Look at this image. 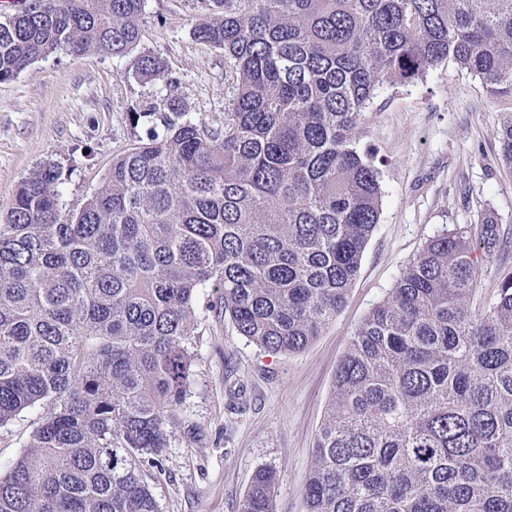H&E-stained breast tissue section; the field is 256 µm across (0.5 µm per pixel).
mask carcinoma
<instances>
[{
    "mask_svg": "<svg viewBox=\"0 0 512 512\" xmlns=\"http://www.w3.org/2000/svg\"><path fill=\"white\" fill-rule=\"evenodd\" d=\"M143 6L29 0L0 22V82L63 48L135 49ZM193 36L230 63L222 126L162 98L78 211L45 164L0 222V427L42 408L0 512H158L143 468L190 384L200 289L250 342L304 350L379 222V171L352 146L375 92L451 62L512 99V0H224ZM498 139L512 169V114ZM500 247L490 217L442 230L355 329L308 512H512V273L474 305ZM275 485L257 468L238 512H272Z\"/></svg>",
    "mask_w": 512,
    "mask_h": 512,
    "instance_id": "1",
    "label": "carcinoma"
}]
</instances>
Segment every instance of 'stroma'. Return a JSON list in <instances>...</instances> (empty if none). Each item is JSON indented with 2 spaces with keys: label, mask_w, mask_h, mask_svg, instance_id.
Returning <instances> with one entry per match:
<instances>
[{
  "label": "stroma",
  "mask_w": 512,
  "mask_h": 512,
  "mask_svg": "<svg viewBox=\"0 0 512 512\" xmlns=\"http://www.w3.org/2000/svg\"><path fill=\"white\" fill-rule=\"evenodd\" d=\"M204 0H145L141 41L122 55L65 50L0 83V217L21 182L46 163L61 173L69 212L102 184L113 157L146 137L133 111L174 94L179 111L220 127L234 95L223 50L196 41ZM150 54L163 72L142 76ZM512 101L447 63L419 81L379 91L357 124L354 147L380 171V222L341 311L302 352L272 355L225 320L206 288L194 305V363L168 429L162 465L144 477L160 512H237L253 472L277 474L274 512H307L304 483L337 365L355 327L385 299L425 242L443 228L493 217L512 235V169L498 129ZM38 410L0 427V469L26 449Z\"/></svg>",
  "instance_id": "35a3bbf8"
}]
</instances>
